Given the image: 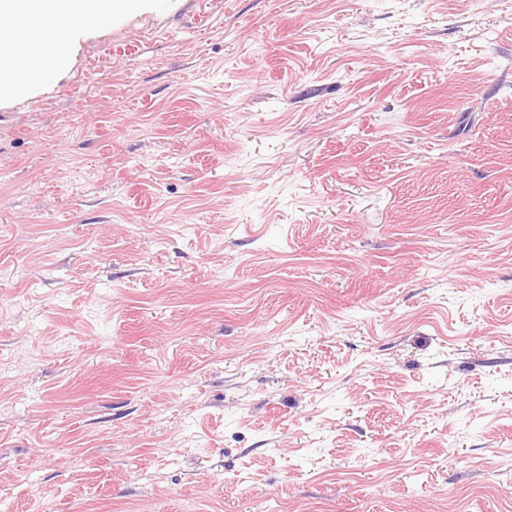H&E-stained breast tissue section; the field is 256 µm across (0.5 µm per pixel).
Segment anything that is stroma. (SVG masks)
Instances as JSON below:
<instances>
[{"mask_svg":"<svg viewBox=\"0 0 512 512\" xmlns=\"http://www.w3.org/2000/svg\"><path fill=\"white\" fill-rule=\"evenodd\" d=\"M0 512H512V0H187L0 109Z\"/></svg>","mask_w":512,"mask_h":512,"instance_id":"35a3bbf8","label":"stroma"}]
</instances>
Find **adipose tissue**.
<instances>
[{"instance_id":"obj_1","label":"adipose tissue","mask_w":512,"mask_h":512,"mask_svg":"<svg viewBox=\"0 0 512 512\" xmlns=\"http://www.w3.org/2000/svg\"><path fill=\"white\" fill-rule=\"evenodd\" d=\"M185 0H0V109L52 93L70 79L83 46L149 17L177 12ZM41 39L17 46V29Z\"/></svg>"}]
</instances>
